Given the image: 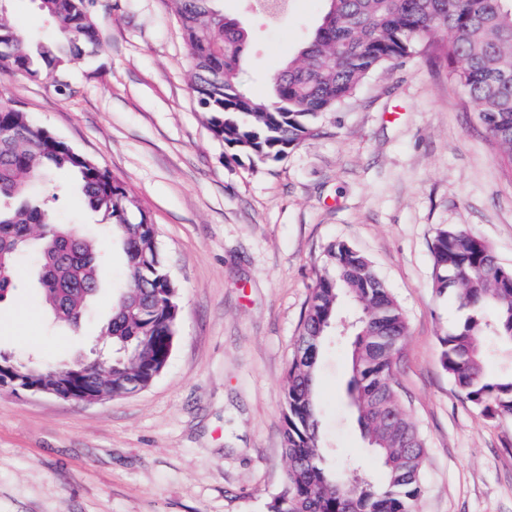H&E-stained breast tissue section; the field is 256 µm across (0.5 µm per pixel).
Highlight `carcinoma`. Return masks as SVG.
<instances>
[{"label":"carcinoma","mask_w":512,"mask_h":512,"mask_svg":"<svg viewBox=\"0 0 512 512\" xmlns=\"http://www.w3.org/2000/svg\"><path fill=\"white\" fill-rule=\"evenodd\" d=\"M194 60L192 92L214 136L234 158L278 159L317 132L322 113L356 93L374 70L431 48L454 65L458 89L512 166V0H326L328 8L309 41L270 78L271 94L252 97L241 81L249 33L216 9V0H169ZM276 21L288 0H253ZM41 14L62 35L58 51L0 22V73L62 76L81 44L97 46L89 0H39ZM66 167L88 207L108 221L123 249L127 276L104 326L112 340V373L92 366L15 363L39 371L57 388L71 371L97 392L124 397L148 388L164 371L180 321L178 286L161 256L158 230L137 209L124 183L93 158L73 149L26 114L0 109V302L16 288V262L35 246L43 299L55 319L76 324L101 283L106 260L98 242L77 228L53 224V201L26 198L45 170ZM433 288L465 311L440 338L441 363L464 399L487 417L512 416V373L484 366L483 340L512 346V268L500 264L481 237L454 226L437 228L431 244ZM357 308L352 322L348 393L367 439L387 460L382 477L368 480L327 468L318 451L315 366L326 337L338 329L340 297ZM407 336L400 304L371 261L332 244L312 288L299 345L284 391V448L288 488L271 512H417L426 443L398 394L397 353Z\"/></svg>","instance_id":"1"}]
</instances>
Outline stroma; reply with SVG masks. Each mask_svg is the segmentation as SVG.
<instances>
[{"instance_id": "35a3bbf8", "label": "stroma", "mask_w": 512, "mask_h": 512, "mask_svg": "<svg viewBox=\"0 0 512 512\" xmlns=\"http://www.w3.org/2000/svg\"><path fill=\"white\" fill-rule=\"evenodd\" d=\"M250 32L241 79L257 97L312 36L326 0H290L277 26L249 0H220ZM100 45L72 60L70 92L0 75V100L120 179L159 231L179 287L172 356L147 389L90 405L0 389V512H270L288 480L284 387L311 286L329 244L370 259L408 333L396 380L427 446L419 512H512V417L467 403L441 365L462 317L432 288L436 229L482 237L512 268V169L448 65L422 51L368 76L317 136L277 160L227 157L191 91L194 66L168 0H96ZM0 18L58 40L37 0H0ZM56 195L58 223L107 239L73 173L50 170L32 199ZM78 328L56 325L17 263L0 304V350L47 366L90 354L122 283L119 245ZM348 335L318 357L321 450L333 466H380L346 397Z\"/></svg>"}]
</instances>
